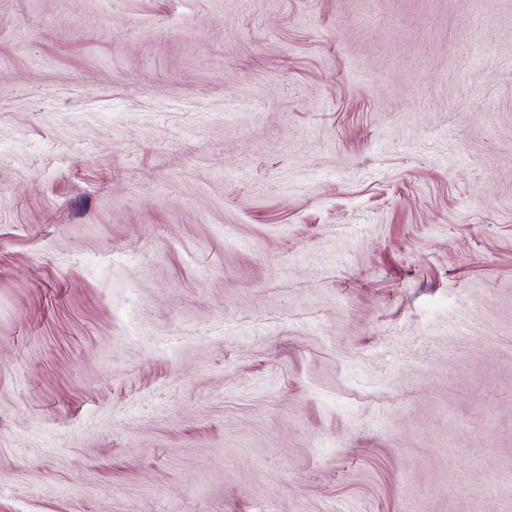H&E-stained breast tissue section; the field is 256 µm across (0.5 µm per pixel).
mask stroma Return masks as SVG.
Listing matches in <instances>:
<instances>
[{
  "mask_svg": "<svg viewBox=\"0 0 512 512\" xmlns=\"http://www.w3.org/2000/svg\"><path fill=\"white\" fill-rule=\"evenodd\" d=\"M0 512H512V0H0Z\"/></svg>",
  "mask_w": 512,
  "mask_h": 512,
  "instance_id": "1",
  "label": "stroma"
}]
</instances>
